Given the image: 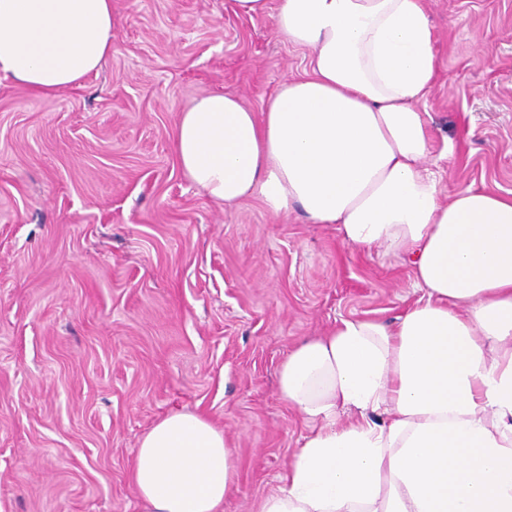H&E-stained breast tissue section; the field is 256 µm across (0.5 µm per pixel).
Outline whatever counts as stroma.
I'll return each mask as SVG.
<instances>
[{
  "label": "stroma",
  "mask_w": 512,
  "mask_h": 512,
  "mask_svg": "<svg viewBox=\"0 0 512 512\" xmlns=\"http://www.w3.org/2000/svg\"><path fill=\"white\" fill-rule=\"evenodd\" d=\"M439 69L419 107L444 193L512 191V0H426ZM112 52L54 98L0 72V512H144L130 481L157 420L232 442L224 512H255L307 428L278 391L296 344L420 297L405 255L300 209L227 207L172 141L202 93L261 110L309 50L232 0H116ZM453 156H438L443 145Z\"/></svg>",
  "instance_id": "35a3bbf8"
}]
</instances>
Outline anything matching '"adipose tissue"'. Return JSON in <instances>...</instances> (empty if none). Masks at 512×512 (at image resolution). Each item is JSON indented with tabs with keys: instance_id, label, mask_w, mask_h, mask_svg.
<instances>
[{
	"instance_id": "1",
	"label": "adipose tissue",
	"mask_w": 512,
	"mask_h": 512,
	"mask_svg": "<svg viewBox=\"0 0 512 512\" xmlns=\"http://www.w3.org/2000/svg\"><path fill=\"white\" fill-rule=\"evenodd\" d=\"M235 5L272 14L309 68L258 112L197 97L173 138L184 176L216 202L296 205L350 246L410 254L424 293L393 323L344 319L289 351L279 393L313 429L259 512H512V192L448 196L424 165V0ZM114 29L112 0H0V71L51 97L101 68ZM232 478L223 428L188 412L149 428L131 472L148 512H223Z\"/></svg>"
}]
</instances>
